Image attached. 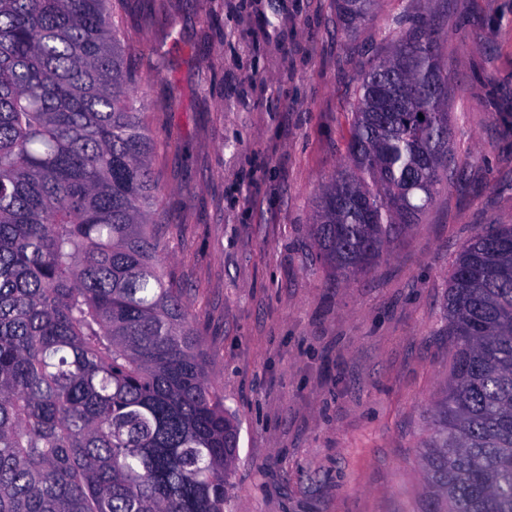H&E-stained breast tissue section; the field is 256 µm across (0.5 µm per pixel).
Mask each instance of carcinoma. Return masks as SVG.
<instances>
[{"mask_svg": "<svg viewBox=\"0 0 512 512\" xmlns=\"http://www.w3.org/2000/svg\"><path fill=\"white\" fill-rule=\"evenodd\" d=\"M123 0H0V512H224L238 425L160 258L154 139L135 108ZM379 0H336L343 28ZM444 32L419 12L368 61L347 162L309 234L367 274L463 178ZM453 362L418 512H512V224L448 280Z\"/></svg>", "mask_w": 512, "mask_h": 512, "instance_id": "carcinoma-1", "label": "carcinoma"}]
</instances>
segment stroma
Masks as SVG:
<instances>
[{
  "mask_svg": "<svg viewBox=\"0 0 512 512\" xmlns=\"http://www.w3.org/2000/svg\"><path fill=\"white\" fill-rule=\"evenodd\" d=\"M440 17L452 151L443 189L378 267L312 261L319 188L345 160L364 62ZM155 134L161 239L239 424L230 512H417L448 380V279L482 224H512V0H381L349 36L336 0H126ZM161 44L163 60L142 55Z\"/></svg>",
  "mask_w": 512,
  "mask_h": 512,
  "instance_id": "stroma-1",
  "label": "stroma"
}]
</instances>
